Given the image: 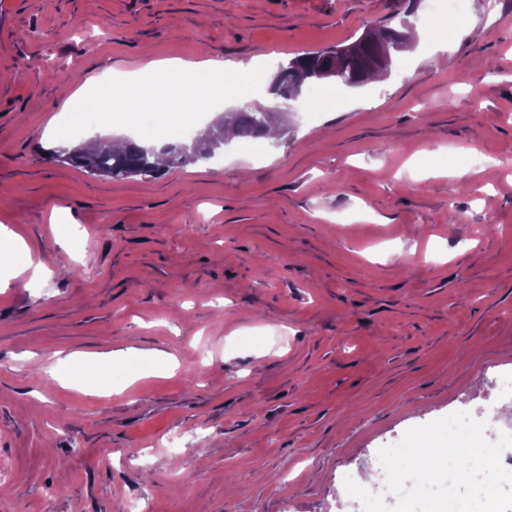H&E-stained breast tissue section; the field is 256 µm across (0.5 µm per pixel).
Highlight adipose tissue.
I'll list each match as a JSON object with an SVG mask.
<instances>
[{"label":"adipose tissue","mask_w":512,"mask_h":512,"mask_svg":"<svg viewBox=\"0 0 512 512\" xmlns=\"http://www.w3.org/2000/svg\"><path fill=\"white\" fill-rule=\"evenodd\" d=\"M254 73L253 67H232L218 59L150 58L122 80L106 81L98 76L86 79L77 95L94 101L98 113L91 116L76 109L72 112L73 120L97 124L112 113H120L124 124L135 130L136 142L159 149L173 143L174 129L193 121L194 110L221 112L232 104L249 103ZM132 100L137 102V109H128L127 104ZM0 264L9 265L17 275L28 271L38 275L44 270L43 265L33 264L29 244L3 225L0 226ZM146 356L160 371L175 364L174 356L162 350H152ZM146 356L129 348L96 357L92 360L95 378L90 385L92 392L122 393L133 382L132 363Z\"/></svg>","instance_id":"obj_1"}]
</instances>
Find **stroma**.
Wrapping results in <instances>:
<instances>
[{
  "label": "stroma",
  "mask_w": 512,
  "mask_h": 512,
  "mask_svg": "<svg viewBox=\"0 0 512 512\" xmlns=\"http://www.w3.org/2000/svg\"><path fill=\"white\" fill-rule=\"evenodd\" d=\"M436 14L439 61L411 35L384 81L278 143L115 181L42 159L71 75L134 70L147 46L285 62L403 30L425 0H0V225L47 266L0 290V512H349L344 479L370 481L381 447L493 402L512 373V0ZM130 346L177 366L119 394L42 381Z\"/></svg>",
  "instance_id": "1"
}]
</instances>
